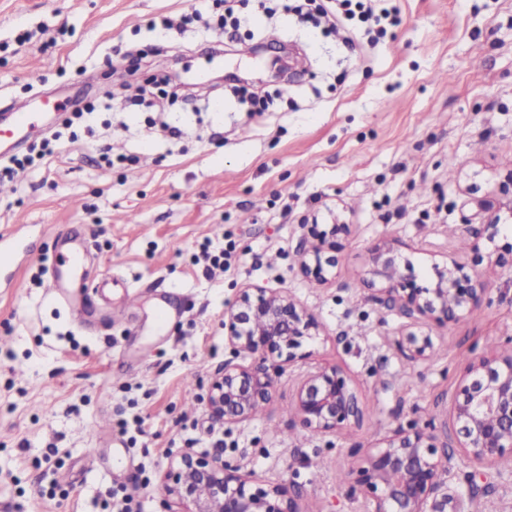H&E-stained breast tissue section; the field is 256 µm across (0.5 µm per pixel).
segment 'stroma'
<instances>
[{
	"label": "stroma",
	"mask_w": 512,
	"mask_h": 512,
	"mask_svg": "<svg viewBox=\"0 0 512 512\" xmlns=\"http://www.w3.org/2000/svg\"><path fill=\"white\" fill-rule=\"evenodd\" d=\"M197 2L0 0V114L44 95L95 107L53 156L0 181V233L19 243L0 261V512H112L127 495L162 512L160 477L186 452L286 483L302 512H369L363 459L412 424L446 449L452 489L470 476L483 487L474 512H512V453L475 466L450 420L470 358L512 347V276L491 275L474 314L424 322L434 349L418 363L392 346L405 318L363 283L384 241L404 278L432 279L458 250L451 230L484 220L469 188L499 202L512 168V0H395L402 23L374 48L245 13L262 53L218 28L163 27ZM173 72L194 110L161 97L154 81ZM220 72L283 96L248 116ZM335 215L350 232L316 283L299 268L302 226ZM80 243L88 279L111 274L113 303L137 292L116 317L89 300L93 331L43 272ZM204 244L231 249L230 268L207 271ZM248 284L288 291L317 318L309 363L342 370L360 423L305 429L285 373L249 421L211 415V377L233 357L224 312Z\"/></svg>",
	"instance_id": "stroma-1"
}]
</instances>
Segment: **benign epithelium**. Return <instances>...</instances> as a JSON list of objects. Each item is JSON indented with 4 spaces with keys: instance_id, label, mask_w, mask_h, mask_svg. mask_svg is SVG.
Returning <instances> with one entry per match:
<instances>
[{
    "instance_id": "1",
    "label": "benign epithelium",
    "mask_w": 512,
    "mask_h": 512,
    "mask_svg": "<svg viewBox=\"0 0 512 512\" xmlns=\"http://www.w3.org/2000/svg\"><path fill=\"white\" fill-rule=\"evenodd\" d=\"M501 217L490 215L481 234L493 245L494 266L512 273V242L495 245ZM349 225L334 219L306 225L300 246V270L311 281L327 280L336 266L331 252L336 238ZM483 256L471 247L461 260L436 270L428 286L406 281L393 246L375 248L369 274L386 283L375 300L409 320L410 331L394 338L400 356L417 363L428 358L433 339L415 331L420 320L438 325L454 322L483 306L488 289L478 266ZM317 319L281 289L247 285L224 313V335L235 357L277 361L275 369L304 364L311 356L306 345L319 336ZM275 378L264 367L233 360L213 377L207 394L211 414L244 422L268 403ZM301 424L315 433H331L363 416L359 398L337 367H322L302 375L293 394ZM452 425L458 445L474 463H492L512 450V361L478 357L469 361L464 384L451 403ZM448 457L438 452L428 427L398 428L385 437L359 469V483L372 512H468L461 495L448 492L440 480ZM257 479L218 456L185 453L171 462L162 478L165 512H301L285 484ZM178 505L175 511L172 505Z\"/></svg>"
}]
</instances>
